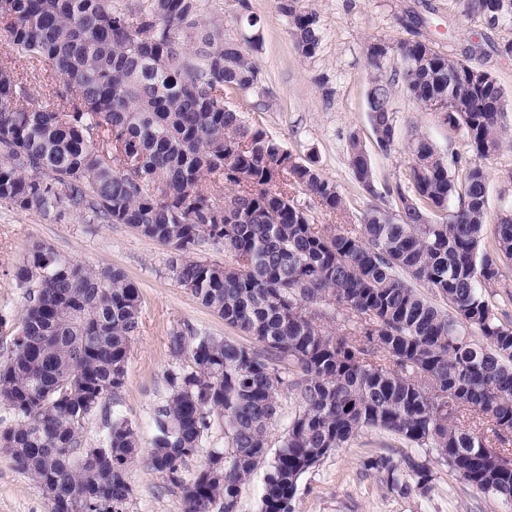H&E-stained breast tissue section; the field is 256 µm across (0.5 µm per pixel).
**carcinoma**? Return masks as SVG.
Instances as JSON below:
<instances>
[{
  "instance_id": "obj_1",
  "label": "carcinoma",
  "mask_w": 512,
  "mask_h": 512,
  "mask_svg": "<svg viewBox=\"0 0 512 512\" xmlns=\"http://www.w3.org/2000/svg\"><path fill=\"white\" fill-rule=\"evenodd\" d=\"M113 2L7 0L0 8V202L126 224L169 247L178 283L252 340L170 330L179 366L165 373L144 466L179 490L183 512H236L242 485L266 462L260 512H294L300 477L373 429L434 449L465 484L512 503V469L498 466L487 439L455 425L473 410L495 438L512 434V328L498 319L494 290L499 263L512 261V212L486 235L485 168L416 137L406 185L384 187L403 203L399 213L374 205L357 229L319 228L294 195L301 189L344 215L336 183L226 103L259 90V39L224 38L221 24L201 18V0H131L120 10ZM459 2L467 17L512 24V0ZM277 4L296 50L315 56L317 12L300 0ZM366 55L382 149L395 141L397 80L476 158L512 146L505 90L488 70L423 41L395 49L376 39ZM20 58L39 63L48 83L19 81ZM47 94L60 103L32 104ZM450 96L451 111L434 110ZM347 152L355 181L377 195L357 135ZM208 182L233 203L219 224ZM209 244L231 262L192 257ZM13 277L26 303L0 361V404L14 418L0 427V451L40 487L48 512H127L138 437L112 406L139 329L140 289L123 271L91 269L40 239L29 241ZM328 307L360 320V337L325 328ZM284 393L297 410L269 461ZM99 411L104 433L92 444L85 424ZM215 419L224 447L197 464ZM366 468L405 493L434 480L428 461L408 455L381 454Z\"/></svg>"
}]
</instances>
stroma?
<instances>
[{
    "label": "stroma",
    "instance_id": "stroma-1",
    "mask_svg": "<svg viewBox=\"0 0 512 512\" xmlns=\"http://www.w3.org/2000/svg\"><path fill=\"white\" fill-rule=\"evenodd\" d=\"M320 17L322 42L315 57H303L288 32L287 20L276 0H202L204 15L224 23L225 37L242 40L250 30L261 36L255 54L264 94L248 98L253 119L299 159H313L335 181L346 206V224H357L372 205L398 213L397 197L375 202L353 178L347 143L357 135L376 171L377 185L405 182L411 159L410 143L422 136L445 155L472 154L460 137L448 134L427 112L418 109L403 85H395L392 108L396 115L395 143L382 150L373 134L367 104L369 70L366 47L383 39L432 43L449 57L483 67L494 74L512 96V27L488 25L465 18L456 0H302ZM258 20L249 28L248 17ZM489 173L488 222L496 224L512 210V149L485 159ZM40 239L59 252L91 268L122 270L140 288V330L134 336L126 383L117 411L139 436L141 453L151 448L154 407L165 397L164 374L175 367L168 351L170 329L189 325L201 332L237 338L238 333L203 306L176 281L171 250L125 224H85L78 217H46L0 202V312L18 320L26 293L11 276L24 257L29 240ZM397 453L428 460L434 481L428 491L403 495L390 490L374 471L370 457ZM132 496L128 512H182L176 488L168 486L142 463L129 471ZM294 512H512V505L476 491L452 473L430 448L396 445L393 437L368 431L357 441L325 457L303 474L293 501ZM0 512H48L40 488L14 469L0 454Z\"/></svg>",
    "mask_w": 512,
    "mask_h": 512
}]
</instances>
